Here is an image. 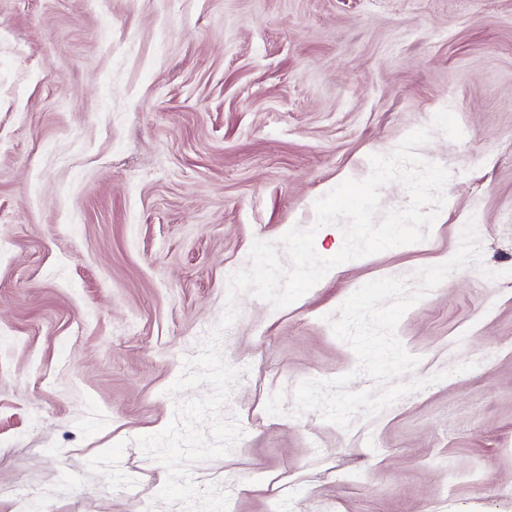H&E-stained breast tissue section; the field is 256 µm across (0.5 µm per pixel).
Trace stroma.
<instances>
[{
	"label": "stroma",
	"instance_id": "obj_1",
	"mask_svg": "<svg viewBox=\"0 0 512 512\" xmlns=\"http://www.w3.org/2000/svg\"><path fill=\"white\" fill-rule=\"evenodd\" d=\"M442 109L463 137L419 149L451 172L425 240L280 310L237 297L243 437L189 468L227 512H512V0H0V512H185L137 440L209 393L167 390L229 276ZM471 219L480 260L396 330L424 388L346 428L292 417L305 380L379 390L329 316Z\"/></svg>",
	"mask_w": 512,
	"mask_h": 512
}]
</instances>
